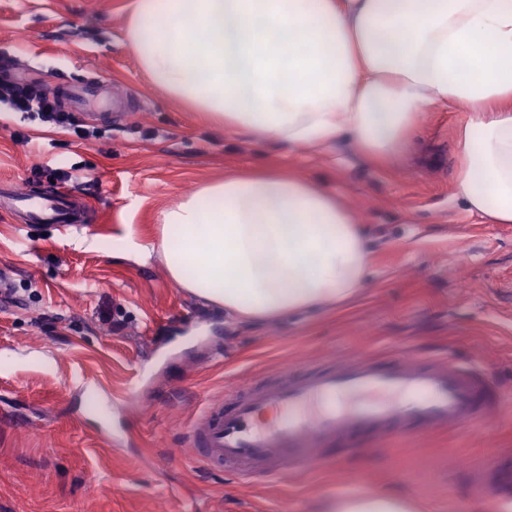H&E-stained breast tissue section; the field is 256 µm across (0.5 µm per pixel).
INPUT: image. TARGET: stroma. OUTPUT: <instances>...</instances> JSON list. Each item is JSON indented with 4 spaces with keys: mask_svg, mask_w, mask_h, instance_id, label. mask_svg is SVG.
<instances>
[{
    "mask_svg": "<svg viewBox=\"0 0 512 512\" xmlns=\"http://www.w3.org/2000/svg\"><path fill=\"white\" fill-rule=\"evenodd\" d=\"M129 0H0V61L14 77L59 86L95 74L123 112L92 108L82 141L0 109V184L66 190L87 205L76 229L31 231L0 207V267L18 292L0 301V512H324L363 492L407 495L428 512H493L467 468L512 448V413L421 438L327 443L303 471L243 483L185 456L208 401L281 383L283 369L348 357L455 359L512 389V224H486L454 194L462 112L420 114L406 153L384 165L348 139L326 149L257 139L155 93L125 43ZM292 168L355 213L367 286L331 311L244 323L187 293L158 259L120 255L127 232L157 240L163 211L202 184ZM135 378L136 393L120 392ZM94 382L111 409L91 412Z\"/></svg>",
    "mask_w": 512,
    "mask_h": 512,
    "instance_id": "obj_1",
    "label": "stroma"
}]
</instances>
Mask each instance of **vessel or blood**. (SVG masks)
I'll return each instance as SVG.
<instances>
[{"label": "vessel or blood", "mask_w": 512, "mask_h": 512, "mask_svg": "<svg viewBox=\"0 0 512 512\" xmlns=\"http://www.w3.org/2000/svg\"><path fill=\"white\" fill-rule=\"evenodd\" d=\"M100 83L78 81L66 90V104L81 111ZM7 198L29 224L73 227L85 219L84 206L68 193L38 196L13 187ZM510 411L512 392L487 388L481 372L450 359H354L311 369L281 388L225 394L194 421L187 451L202 467L233 463L245 480L278 478L318 461L322 446L339 438L421 437ZM469 473L474 495L491 496L496 512H512V454H488Z\"/></svg>", "instance_id": "vessel-or-blood-1"}]
</instances>
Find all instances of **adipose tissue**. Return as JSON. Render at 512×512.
Segmentation results:
<instances>
[{
  "label": "adipose tissue",
  "instance_id": "obj_1",
  "mask_svg": "<svg viewBox=\"0 0 512 512\" xmlns=\"http://www.w3.org/2000/svg\"><path fill=\"white\" fill-rule=\"evenodd\" d=\"M125 42L156 92L289 146L345 136L383 161L405 150L422 111L460 109L455 195L485 223L512 224V0H132ZM143 252L249 323L344 305L369 267L336 193L270 170L201 186L163 211ZM330 512L420 507L366 492Z\"/></svg>",
  "mask_w": 512,
  "mask_h": 512
}]
</instances>
